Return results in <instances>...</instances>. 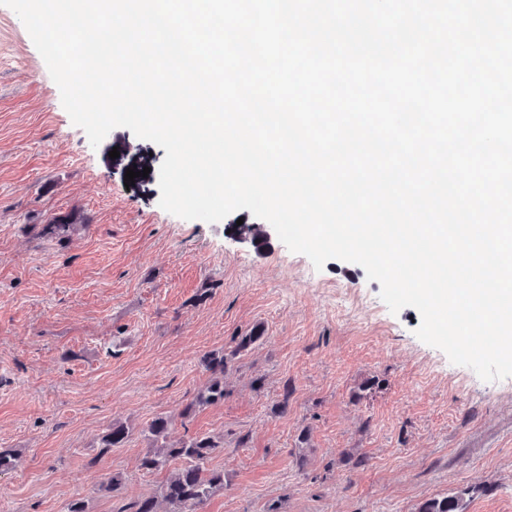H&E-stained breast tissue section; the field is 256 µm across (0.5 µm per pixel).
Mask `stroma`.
<instances>
[{
  "label": "stroma",
  "instance_id": "obj_1",
  "mask_svg": "<svg viewBox=\"0 0 512 512\" xmlns=\"http://www.w3.org/2000/svg\"><path fill=\"white\" fill-rule=\"evenodd\" d=\"M165 155L124 127L92 146L0 5V448L20 459L0 475V512H67L76 498L121 512L154 493L143 428L178 416L208 383L202 357L256 324L265 339L236 360L223 403L171 430L224 438L209 461L224 489L199 512H416L463 490L467 512H512V377L483 381L420 341L419 312L391 313L362 266L315 269L273 233L242 240L250 210L168 213ZM72 210L85 221L65 241L31 233ZM115 422L129 438L99 455ZM100 474L123 476L118 496L97 491Z\"/></svg>",
  "mask_w": 512,
  "mask_h": 512
}]
</instances>
